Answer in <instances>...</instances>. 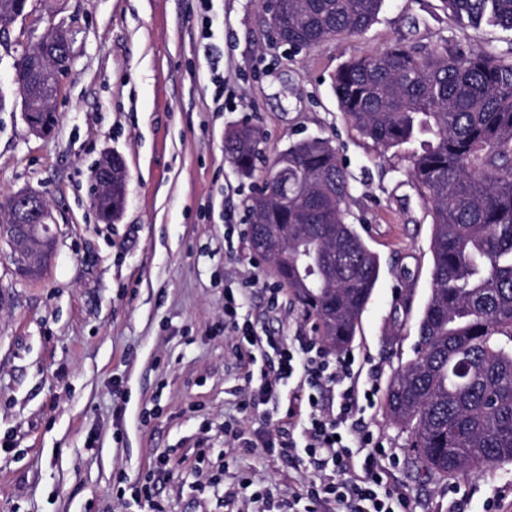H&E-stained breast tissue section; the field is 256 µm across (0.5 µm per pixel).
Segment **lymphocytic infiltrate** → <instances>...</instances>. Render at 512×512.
Segmentation results:
<instances>
[{
  "mask_svg": "<svg viewBox=\"0 0 512 512\" xmlns=\"http://www.w3.org/2000/svg\"><path fill=\"white\" fill-rule=\"evenodd\" d=\"M241 298L224 292V328L249 362L275 355L248 388L241 408L268 403L290 387L289 427L267 434L263 445L288 459H308L316 472L304 481L310 512H410L407 500L390 485L386 452L372 434L359 428L361 402H373V390H359L351 354H332L316 337L258 334L250 318L241 317Z\"/></svg>",
  "mask_w": 512,
  "mask_h": 512,
  "instance_id": "f902f5d3",
  "label": "lymphocytic infiltrate"
}]
</instances>
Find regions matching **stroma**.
I'll return each mask as SVG.
<instances>
[{"instance_id":"1","label":"stroma","mask_w":512,"mask_h":512,"mask_svg":"<svg viewBox=\"0 0 512 512\" xmlns=\"http://www.w3.org/2000/svg\"><path fill=\"white\" fill-rule=\"evenodd\" d=\"M0 27V201L44 196L55 246L37 280L21 278L0 245V512H250L242 478L287 498L313 476L262 448L229 445L225 422L260 432L238 408L248 365L224 324V287L245 286L259 332L314 335V320L280 291L264 312L271 265L248 239L226 247V221L265 176L241 177L228 129L261 131L266 158L295 140L330 138L352 186L349 220L379 256V278L349 350L361 384L386 391L413 356L430 292L432 219L407 173L419 143L382 150L341 112L331 77L349 57L393 43L512 51V31L460 29L443 0H385L362 34L286 56L258 0H28ZM71 36V61L46 137L30 133L13 82L20 54L47 26ZM227 84L216 109L209 82ZM108 154L127 171L117 220L99 219L91 171ZM260 283H253V276ZM395 464L389 482L411 512H512V463L443 480L413 467L406 431L382 407L360 413ZM170 458L166 471L154 468Z\"/></svg>"}]
</instances>
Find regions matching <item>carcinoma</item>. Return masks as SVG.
<instances>
[{
	"label": "carcinoma",
	"instance_id": "cac0c4a2",
	"mask_svg": "<svg viewBox=\"0 0 512 512\" xmlns=\"http://www.w3.org/2000/svg\"><path fill=\"white\" fill-rule=\"evenodd\" d=\"M385 0H287L275 31L308 49L359 35ZM462 26L483 20L512 30V0H444ZM25 73L21 110L54 80ZM339 108L384 149L420 141L409 176L432 214L431 288L418 322L414 357L388 386L387 420L409 432L414 461L441 478L481 474L512 463V55L463 47L395 43L352 58L332 76ZM262 133L240 125L225 151L244 176L263 156ZM288 192L269 194L264 178L246 201L252 250L274 246L277 278L292 288L317 332L341 351L379 277V260L347 222L352 187L331 141L293 142L275 157ZM47 265L48 225L30 238Z\"/></svg>",
	"mask_w": 512,
	"mask_h": 512
}]
</instances>
